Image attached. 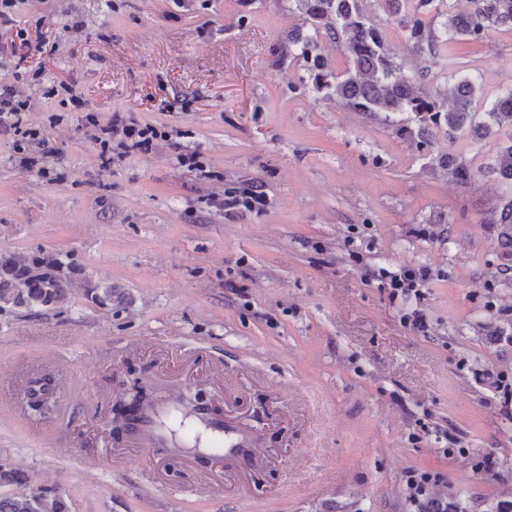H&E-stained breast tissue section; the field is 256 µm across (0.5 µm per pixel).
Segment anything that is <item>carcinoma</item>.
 I'll list each match as a JSON object with an SVG mask.
<instances>
[{"label":"carcinoma","instance_id":"obj_1","mask_svg":"<svg viewBox=\"0 0 512 512\" xmlns=\"http://www.w3.org/2000/svg\"><path fill=\"white\" fill-rule=\"evenodd\" d=\"M306 33L288 44V54L304 62L313 92L352 112L408 114L410 134L442 129L448 138L481 140L500 135L496 154L481 174L512 186V87L483 111L473 109L479 97V77L453 75L452 83L422 86L425 74L407 76L391 58L383 23L405 32L408 49L422 59L453 56L459 40L479 44L497 30L512 32V0H467L455 10L447 0H375L384 15L379 21L364 0H295ZM442 17L444 21L436 23ZM336 43L346 66L335 71L320 53L322 38ZM448 175L465 187L475 173L461 158L448 160ZM493 223L501 225L504 242L512 246V196L502 200ZM80 268L59 254L0 252V311H29L65 307ZM115 289L100 284L92 300L112 305ZM0 512H69L56 490L0 493Z\"/></svg>","mask_w":512,"mask_h":512}]
</instances>
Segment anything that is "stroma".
Listing matches in <instances>:
<instances>
[{
  "label": "stroma",
  "instance_id": "35a3bbf8",
  "mask_svg": "<svg viewBox=\"0 0 512 512\" xmlns=\"http://www.w3.org/2000/svg\"><path fill=\"white\" fill-rule=\"evenodd\" d=\"M295 0H13L0 85L37 143L0 128V252L68 256L66 310L0 312V460L70 512H467L512 500V248L482 177L496 138L448 141L460 187L402 131L406 116L318 99L288 39ZM512 85V33L458 42L427 82ZM73 101L54 94L59 83ZM168 133L140 152L113 117ZM195 153L198 169L178 155ZM264 207L227 213L225 192ZM432 271L391 299L380 277ZM112 283L111 307L89 290ZM419 312L417 332L404 322ZM196 393L256 438L229 470L183 443L144 448L109 422L133 383Z\"/></svg>",
  "mask_w": 512,
  "mask_h": 512
}]
</instances>
